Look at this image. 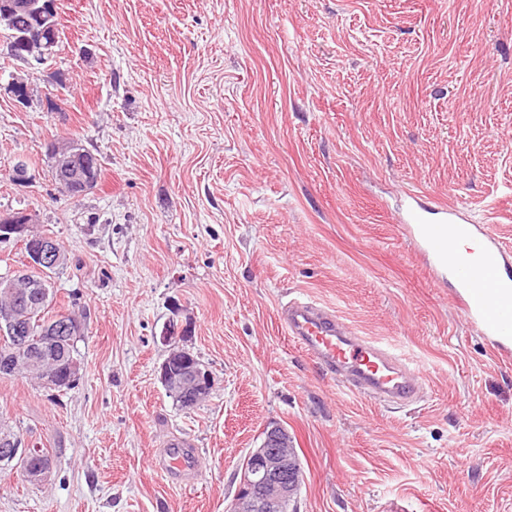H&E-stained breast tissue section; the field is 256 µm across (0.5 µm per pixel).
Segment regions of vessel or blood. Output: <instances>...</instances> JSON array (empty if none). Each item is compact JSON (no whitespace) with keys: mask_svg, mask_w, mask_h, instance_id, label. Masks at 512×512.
Returning a JSON list of instances; mask_svg holds the SVG:
<instances>
[{"mask_svg":"<svg viewBox=\"0 0 512 512\" xmlns=\"http://www.w3.org/2000/svg\"><path fill=\"white\" fill-rule=\"evenodd\" d=\"M408 229L434 270L450 277L465 314L481 335L512 353V278L501 272L512 261V252L487 226L418 197L408 208ZM465 242L471 243V250L458 252V244ZM283 324L289 336L350 392L396 404L415 399L418 371L383 346L355 336L315 303L290 304L283 311Z\"/></svg>","mask_w":512,"mask_h":512,"instance_id":"obj_1","label":"vessel or blood"}]
</instances>
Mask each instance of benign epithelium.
<instances>
[{
  "label": "benign epithelium",
  "mask_w": 512,
  "mask_h": 512,
  "mask_svg": "<svg viewBox=\"0 0 512 512\" xmlns=\"http://www.w3.org/2000/svg\"><path fill=\"white\" fill-rule=\"evenodd\" d=\"M17 10L34 12L48 28L55 16L53 0H11L10 8L0 11V24H9L12 13ZM53 47L51 38L42 33L29 37L22 61L29 66L39 64L53 52ZM47 153L54 161L60 185L71 190L79 189L80 196L95 185L97 169L87 162L89 151H76L63 140L52 143ZM36 221V215L29 211L0 215V241L15 240L21 243L25 253L22 267L9 275L0 276V292L12 298L10 306L0 309V328L3 330L19 328V323L29 316L32 309L50 304V284L33 277V274L59 268L67 260L65 251L55 238L33 236L30 225ZM83 329L84 323L79 315L71 312L59 316L54 322L42 325L43 346L52 358L60 362L64 359L62 351L66 344ZM190 332V323L171 320L163 327L159 341L173 349L176 342L186 339ZM13 340L14 344L0 354V372L15 374L38 361L36 354L26 350L24 337L15 336ZM159 378L168 394L183 400L196 401L213 385L211 373L202 366L192 365L175 370L168 358L160 366ZM0 441L10 443V447L0 450L1 463L19 461L23 476L31 482H41L47 478L52 467V459L47 451L4 434L0 436ZM289 445L288 431L283 426L270 424L265 428L261 444L245 456L239 487L228 512L288 510V506L297 498L300 487L295 460L288 452Z\"/></svg>",
  "instance_id": "benign-epithelium-1"
}]
</instances>
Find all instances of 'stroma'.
I'll return each instance as SVG.
<instances>
[{
    "instance_id": "35a3bbf8",
    "label": "stroma",
    "mask_w": 512,
    "mask_h": 512,
    "mask_svg": "<svg viewBox=\"0 0 512 512\" xmlns=\"http://www.w3.org/2000/svg\"><path fill=\"white\" fill-rule=\"evenodd\" d=\"M58 21L38 69L0 57V215L65 250L82 371L56 402L0 379V425L53 458L40 483L0 470V512H226L271 423L296 512H512V357L397 221L421 194L512 249V0H59ZM69 138L102 166L78 198L46 153ZM292 300L420 368L419 399L325 376ZM175 317L214 381L191 410L159 379ZM180 439L194 475L156 467Z\"/></svg>"
}]
</instances>
